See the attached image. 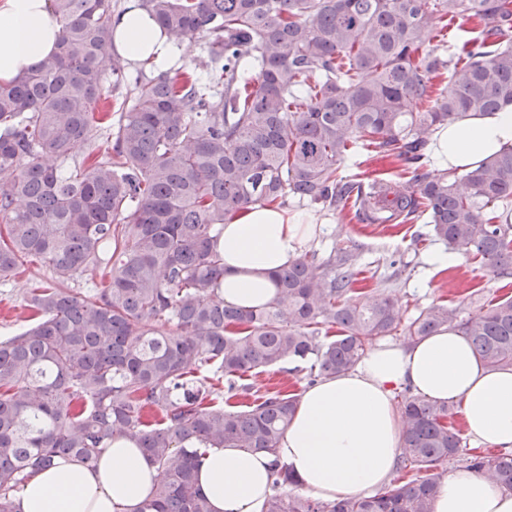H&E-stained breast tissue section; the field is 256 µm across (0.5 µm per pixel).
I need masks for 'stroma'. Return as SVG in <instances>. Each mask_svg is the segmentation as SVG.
Segmentation results:
<instances>
[{
  "instance_id": "1",
  "label": "stroma",
  "mask_w": 512,
  "mask_h": 512,
  "mask_svg": "<svg viewBox=\"0 0 512 512\" xmlns=\"http://www.w3.org/2000/svg\"><path fill=\"white\" fill-rule=\"evenodd\" d=\"M342 173L355 180L383 179L400 184L410 178L404 161L365 151L347 161ZM311 211L320 216L321 223L304 248V255H352L360 272V287L398 300L407 316L433 304L474 315L501 297L503 286L512 285V276L496 275L468 257L445 269L432 264L433 254L442 250L443 244L435 240L429 225L423 222L366 224L355 217L350 207L329 211L315 205ZM27 288L22 277L0 281V335L25 326L28 313L23 303Z\"/></svg>"
}]
</instances>
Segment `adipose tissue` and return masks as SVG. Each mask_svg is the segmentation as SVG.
Segmentation results:
<instances>
[{"label":"adipose tissue","instance_id":"ef3b65f1","mask_svg":"<svg viewBox=\"0 0 512 512\" xmlns=\"http://www.w3.org/2000/svg\"><path fill=\"white\" fill-rule=\"evenodd\" d=\"M113 46L131 62L165 66L172 53L150 14L130 0L112 21ZM60 26L50 0H0V82H13L53 54ZM512 145V104L468 113L434 135L437 168L474 167ZM315 216L250 205L227 218L218 240L226 304L261 307L275 297L271 275L298 259ZM408 386L429 400L457 402L468 434L512 448V370L483 365L467 340L445 330L411 345L376 343L350 372L305 389L275 454L204 448L196 483L210 512H265L275 468L291 471L306 497L329 503L373 492L391 477L401 421L393 390ZM162 473L129 438L113 437L96 467L58 458L13 497L15 512H140ZM433 512H512V491L466 468L439 484Z\"/></svg>","mask_w":512,"mask_h":512}]
</instances>
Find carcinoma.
I'll return each mask as SVG.
<instances>
[{"label":"carcinoma","instance_id":"obj_1","mask_svg":"<svg viewBox=\"0 0 512 512\" xmlns=\"http://www.w3.org/2000/svg\"><path fill=\"white\" fill-rule=\"evenodd\" d=\"M51 2L57 51L0 84V280L26 261L51 273L26 297L33 324L0 336V512L33 472L59 456L94 467L116 435L165 473L141 512H210L199 449L273 453L297 407L280 390L242 409L224 394L285 361L336 376L382 336L408 345L448 326L487 367H512V296L406 321L398 301L353 291L352 266L300 257L274 274L271 303L244 308L219 293L217 248L249 204L351 200L380 224L422 219L448 252L508 274L512 146L460 174L416 168L405 185L341 170L358 149L417 163L438 126L512 103V0H143L167 40L209 37L206 58L137 83L104 150L96 111L127 81L112 0ZM448 18L474 24L460 65L431 44ZM79 143L88 154L71 165ZM98 271L103 287H70ZM398 405V478L333 504L277 491L267 512H432L434 470L459 456L461 431L444 403L406 392ZM465 461L512 490L511 451Z\"/></svg>","mask_w":512,"mask_h":512}]
</instances>
